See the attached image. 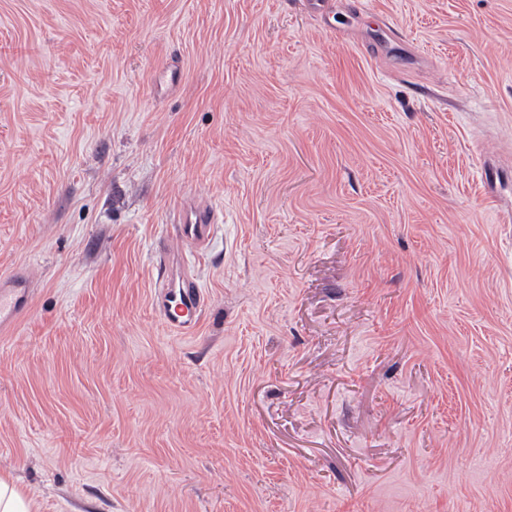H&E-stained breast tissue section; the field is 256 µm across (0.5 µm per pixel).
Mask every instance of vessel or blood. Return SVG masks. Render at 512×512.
Wrapping results in <instances>:
<instances>
[{
	"label": "vessel or blood",
	"instance_id": "obj_1",
	"mask_svg": "<svg viewBox=\"0 0 512 512\" xmlns=\"http://www.w3.org/2000/svg\"><path fill=\"white\" fill-rule=\"evenodd\" d=\"M176 212L175 232L179 239L196 251H203L217 222L213 208L187 199L177 205ZM155 286L156 307L162 322L180 334H193L203 318L205 298L191 271L185 269L174 274L159 267ZM33 297V282L26 271L15 270L0 278V333L17 325L30 309Z\"/></svg>",
	"mask_w": 512,
	"mask_h": 512
}]
</instances>
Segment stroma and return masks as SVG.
I'll list each match as a JSON object with an SVG mask.
<instances>
[{
	"instance_id": "35a3bbf8",
	"label": "stroma",
	"mask_w": 512,
	"mask_h": 512,
	"mask_svg": "<svg viewBox=\"0 0 512 512\" xmlns=\"http://www.w3.org/2000/svg\"><path fill=\"white\" fill-rule=\"evenodd\" d=\"M353 2L0 0V273L35 285L0 473L34 512H512V0ZM176 212V235L186 245L202 252L210 241L213 224H217L215 211L207 203L187 199L176 206ZM155 288L156 307L162 322L180 334H193L203 318L205 298L191 271L183 269L171 273L160 259Z\"/></svg>"
}]
</instances>
